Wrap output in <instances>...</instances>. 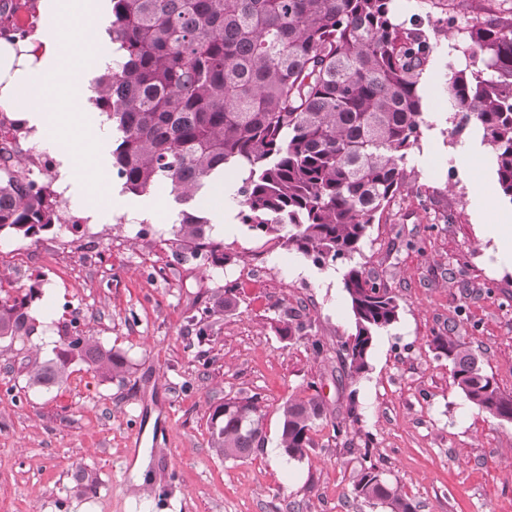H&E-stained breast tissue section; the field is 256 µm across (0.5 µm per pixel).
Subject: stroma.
I'll return each mask as SVG.
<instances>
[{"instance_id":"stroma-1","label":"stroma","mask_w":512,"mask_h":512,"mask_svg":"<svg viewBox=\"0 0 512 512\" xmlns=\"http://www.w3.org/2000/svg\"><path fill=\"white\" fill-rule=\"evenodd\" d=\"M499 3L395 0L396 22L433 48L420 81L424 123L399 192L348 261L320 265L256 235L242 221L234 172L224 176V223L213 228L228 262L176 259L172 192L132 194L109 169L62 183L57 155L26 138L48 163L41 180L68 200L67 222L36 239L0 238V291L45 283L33 309L39 334L0 342V512H385L355 495L367 461L418 512H512V421L472 405L432 345L454 333L512 395V270L481 231L511 215L512 201L496 195L478 209L474 178L497 188L492 154L478 131L454 132L443 90L449 70L480 64L454 49L449 16L483 19ZM462 149L473 168L459 162ZM91 192L95 219L81 203ZM352 265L399 303L356 378L337 352L355 332L343 285ZM219 296L231 306L198 339L188 319ZM74 331L122 353L124 379L77 362L63 385H29L28 362L53 357ZM312 390L325 416L314 447L291 459L279 407ZM250 396L264 409L265 441L221 459L209 414Z\"/></svg>"}]
</instances>
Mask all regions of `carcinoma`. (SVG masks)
Listing matches in <instances>:
<instances>
[{"instance_id": "1", "label": "carcinoma", "mask_w": 512, "mask_h": 512, "mask_svg": "<svg viewBox=\"0 0 512 512\" xmlns=\"http://www.w3.org/2000/svg\"><path fill=\"white\" fill-rule=\"evenodd\" d=\"M393 0H110L113 63L96 80L95 106L112 120V168L143 194L161 181L184 205L175 224L181 256L212 268L229 261L202 207L190 202L229 166L245 177L243 223L318 263L349 259L401 186L400 164L418 144L419 81L432 46L395 22ZM481 66L450 70V117L473 126L493 153L500 194L512 202V3L464 25ZM60 223L51 182L27 178L0 157V235L33 238ZM356 332L340 346L350 376L366 371L375 336L398 318L395 297L353 266L344 275ZM42 285L0 300V341L38 331ZM454 365V382L488 416L512 421V396L454 336L432 340ZM80 360L107 380L123 355L75 333L28 371L32 386L67 381ZM281 447L301 458L323 419L316 395L280 406ZM258 401L227 398L209 417L223 459L264 442ZM356 496L388 512L416 505L376 465L362 467Z\"/></svg>"}]
</instances>
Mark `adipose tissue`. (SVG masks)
Returning <instances> with one entry per match:
<instances>
[{
  "mask_svg": "<svg viewBox=\"0 0 512 512\" xmlns=\"http://www.w3.org/2000/svg\"><path fill=\"white\" fill-rule=\"evenodd\" d=\"M41 10L53 23L38 33L42 53L37 62L16 60L11 48H0V111L22 116L34 128L36 142L50 150L56 147L58 130L69 128L74 146L61 156L60 175L75 180L84 163L107 166L106 125L92 103L95 91L89 84L71 83L75 64L92 69L88 53L99 44L100 0H81L84 22L78 28L64 23L58 0H42ZM61 87L69 94L59 108L48 98Z\"/></svg>",
  "mask_w": 512,
  "mask_h": 512,
  "instance_id": "obj_1",
  "label": "adipose tissue"
}]
</instances>
